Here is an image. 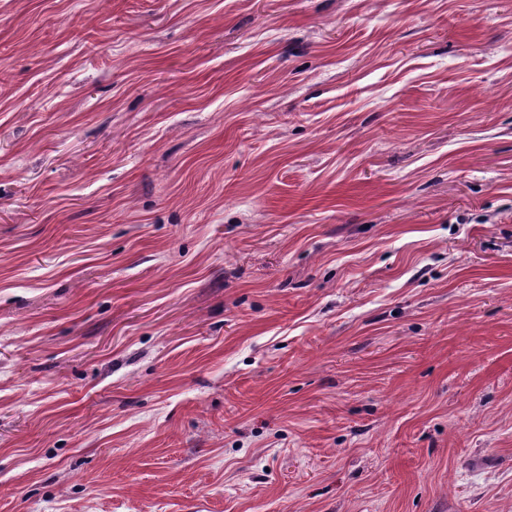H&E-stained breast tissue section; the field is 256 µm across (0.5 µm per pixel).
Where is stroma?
Listing matches in <instances>:
<instances>
[{
  "label": "stroma",
  "mask_w": 512,
  "mask_h": 512,
  "mask_svg": "<svg viewBox=\"0 0 512 512\" xmlns=\"http://www.w3.org/2000/svg\"><path fill=\"white\" fill-rule=\"evenodd\" d=\"M0 512H512V0H0Z\"/></svg>",
  "instance_id": "obj_1"
}]
</instances>
